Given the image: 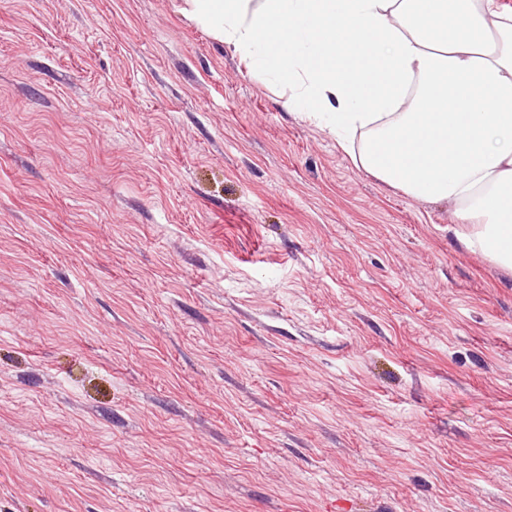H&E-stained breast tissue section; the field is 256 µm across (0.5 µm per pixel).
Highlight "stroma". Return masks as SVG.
Returning a JSON list of instances; mask_svg holds the SVG:
<instances>
[{"instance_id":"stroma-1","label":"stroma","mask_w":512,"mask_h":512,"mask_svg":"<svg viewBox=\"0 0 512 512\" xmlns=\"http://www.w3.org/2000/svg\"><path fill=\"white\" fill-rule=\"evenodd\" d=\"M183 0H0V512H512V272Z\"/></svg>"}]
</instances>
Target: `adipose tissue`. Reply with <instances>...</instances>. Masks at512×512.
<instances>
[{"label": "adipose tissue", "mask_w": 512, "mask_h": 512, "mask_svg": "<svg viewBox=\"0 0 512 512\" xmlns=\"http://www.w3.org/2000/svg\"><path fill=\"white\" fill-rule=\"evenodd\" d=\"M361 167L512 270V10L497 0H185Z\"/></svg>", "instance_id": "adipose-tissue-1"}]
</instances>
